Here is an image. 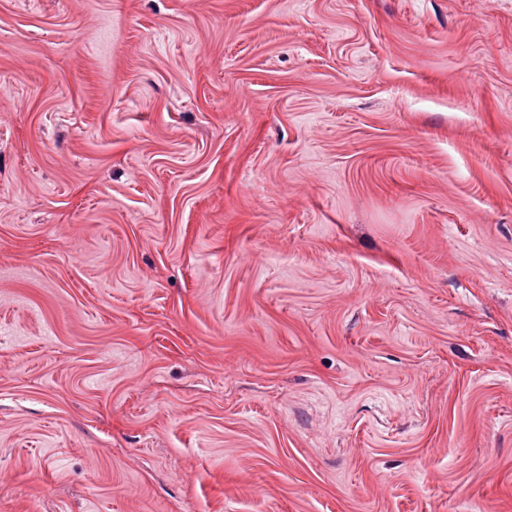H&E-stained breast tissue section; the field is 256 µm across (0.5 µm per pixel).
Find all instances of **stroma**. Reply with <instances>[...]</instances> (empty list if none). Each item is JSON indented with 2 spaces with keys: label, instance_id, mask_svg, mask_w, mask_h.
Returning <instances> with one entry per match:
<instances>
[{
  "label": "stroma",
  "instance_id": "35a3bbf8",
  "mask_svg": "<svg viewBox=\"0 0 512 512\" xmlns=\"http://www.w3.org/2000/svg\"><path fill=\"white\" fill-rule=\"evenodd\" d=\"M0 512H512V0H0Z\"/></svg>",
  "mask_w": 512,
  "mask_h": 512
}]
</instances>
